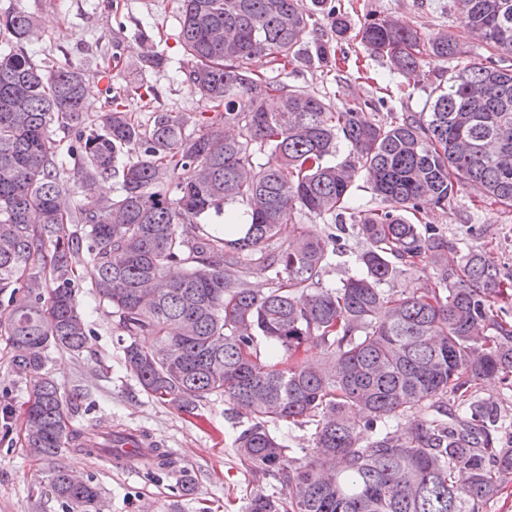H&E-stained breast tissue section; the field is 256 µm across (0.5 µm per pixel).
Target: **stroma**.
Returning <instances> with one entry per match:
<instances>
[{"label": "stroma", "mask_w": 512, "mask_h": 512, "mask_svg": "<svg viewBox=\"0 0 512 512\" xmlns=\"http://www.w3.org/2000/svg\"><path fill=\"white\" fill-rule=\"evenodd\" d=\"M451 3L353 0L354 9L347 14L352 34L338 42L346 64L330 71L313 59L318 34L329 30L322 17L317 29L300 34L306 58L289 67L285 80L337 107L355 96L379 97L381 86L402 82L405 92L378 106L377 120L391 112L421 111L431 87L446 73V64L426 63L406 83L380 60L369 57L353 33L367 20L384 17L420 25L432 35L452 32L460 18ZM8 11H25L38 19L39 35L28 46L36 63L84 69L86 88L97 97L96 105L86 108L90 119L100 120L116 105L143 124L150 123L157 112L193 116L204 111V101L182 82L186 58L178 42L180 14L175 0H0V13ZM145 48L162 54L164 66L138 70L139 54ZM358 63L369 68L373 83L348 82L349 72ZM428 218L461 250L480 251L489 263L512 275V212L479 202L472 190L465 189L445 209L429 208ZM78 272L77 300L90 312L88 344L77 356L53 348L48 351L49 368L78 408L74 423L146 433L168 451V465L156 481L140 466H106L72 450L51 462L32 457L23 431L32 383L13 371L12 350L0 335V512H62L51 493L37 491L52 465L92 479L101 492L102 512H246L247 489L257 485L266 493H280L278 481L255 482L239 460L234 441L251 421L231 416L222 396L201 401L191 417L142 392L137 380L121 368L123 343L117 319L96 294L92 264L81 263ZM186 479L193 486L188 495L181 491Z\"/></svg>", "instance_id": "stroma-1"}]
</instances>
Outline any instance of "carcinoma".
<instances>
[{
	"mask_svg": "<svg viewBox=\"0 0 512 512\" xmlns=\"http://www.w3.org/2000/svg\"><path fill=\"white\" fill-rule=\"evenodd\" d=\"M177 2L184 83L209 111L192 120L158 112L147 128L118 106L88 121L84 71L37 65L24 50L37 18L0 14V34L15 44L0 53V335L34 382L23 412L30 453L112 459V435L74 428L72 398L47 369L49 349L78 356L90 336L77 301L84 257L118 316L122 369L147 396L193 416L220 395L251 419L237 454L282 493L253 492L247 512H484L512 482L498 404L479 393L492 381L512 390V276L460 251L421 202L443 209L470 187L512 209V66L500 65L512 56V0H453V33L395 18L363 24L355 37L393 73L449 64L424 111L382 123L370 116L382 97L336 109L266 75L304 60L298 35L319 12L344 37L336 5ZM475 39L487 52L480 60L468 58ZM314 50L322 63L336 60L329 40ZM54 123L81 154L84 203L69 192ZM341 143L346 159L329 163ZM132 150L137 160H123ZM362 173L376 201L366 210L350 194ZM107 177L118 193L94 198ZM233 202L245 219L224 212ZM212 211L224 224L208 230L198 219ZM303 211L357 225L364 247L337 286L324 282L335 237L302 230L272 243ZM69 223L84 232H66ZM173 265L185 266L180 276L167 275ZM426 272L423 288H384ZM253 274L271 288L250 287ZM313 350L315 365L299 360ZM420 412L424 421L404 432L381 429ZM280 422L314 426L312 447L287 454L270 431ZM48 486L63 512H100L92 481L53 469Z\"/></svg>",
	"mask_w": 512,
	"mask_h": 512,
	"instance_id": "cac0c4a2",
	"label": "carcinoma"
}]
</instances>
